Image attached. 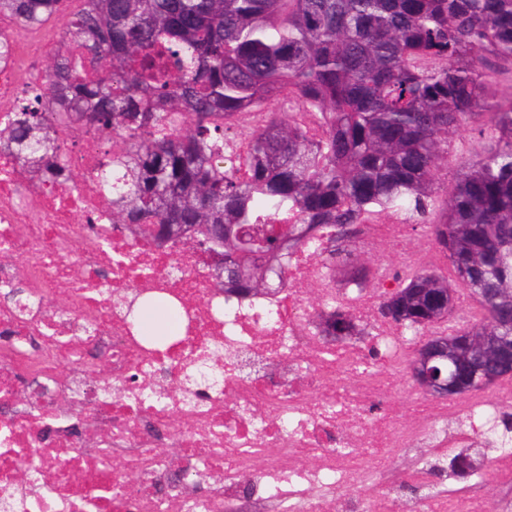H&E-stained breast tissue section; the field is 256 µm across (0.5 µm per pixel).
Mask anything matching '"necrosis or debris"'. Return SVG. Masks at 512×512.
I'll use <instances>...</instances> for the list:
<instances>
[{"mask_svg":"<svg viewBox=\"0 0 512 512\" xmlns=\"http://www.w3.org/2000/svg\"><path fill=\"white\" fill-rule=\"evenodd\" d=\"M55 54L38 44L24 71L0 65V129L47 86ZM263 119L241 113L218 165L243 175ZM57 137L82 185L31 182L0 148V512H512V498L429 478L452 454H512V387L463 406L407 390L413 339L374 308L424 258L410 224L313 226L271 258V289L229 294L219 254L113 221L97 175L120 138ZM358 249L377 251L372 277L337 287ZM154 297L180 321L163 347L133 318ZM339 307L365 345L326 335ZM414 447L425 456L397 467Z\"/></svg>","mask_w":512,"mask_h":512,"instance_id":"4bbe7bcc","label":"necrosis or debris"}]
</instances>
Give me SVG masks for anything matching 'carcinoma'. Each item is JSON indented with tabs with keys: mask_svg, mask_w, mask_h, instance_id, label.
I'll use <instances>...</instances> for the list:
<instances>
[{
	"mask_svg": "<svg viewBox=\"0 0 512 512\" xmlns=\"http://www.w3.org/2000/svg\"><path fill=\"white\" fill-rule=\"evenodd\" d=\"M68 0H0V15L37 31ZM39 107L19 105L0 142L30 171L59 177L60 125L116 133L126 150L99 176L127 223L196 229L224 249V279L264 287L262 259L297 242L299 225L355 224L402 212L433 227L453 281L512 333V101L493 106L512 64V0H79ZM263 108L238 177L213 162L237 113ZM184 113L193 127L172 134ZM320 112L314 137L291 120ZM477 127L488 148L461 163L439 199L450 136ZM448 277L423 268L399 282L402 328L422 336L428 298ZM333 336L364 330L336 311Z\"/></svg>",
	"mask_w": 512,
	"mask_h": 512,
	"instance_id": "cac0c4a2",
	"label": "carcinoma"
}]
</instances>
